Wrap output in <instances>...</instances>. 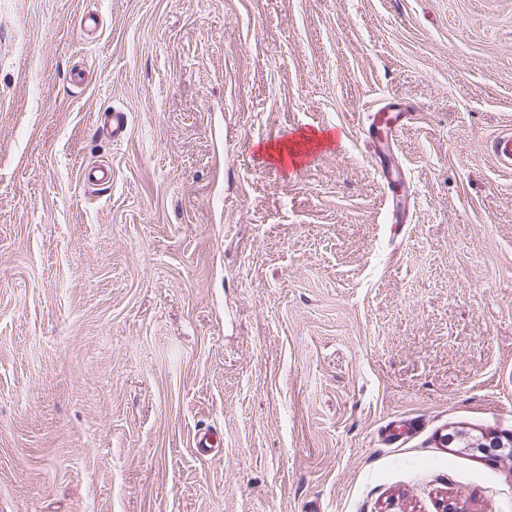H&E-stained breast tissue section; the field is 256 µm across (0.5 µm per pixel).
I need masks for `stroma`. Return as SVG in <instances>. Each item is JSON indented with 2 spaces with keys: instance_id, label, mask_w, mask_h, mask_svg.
<instances>
[{
  "instance_id": "stroma-1",
  "label": "stroma",
  "mask_w": 512,
  "mask_h": 512,
  "mask_svg": "<svg viewBox=\"0 0 512 512\" xmlns=\"http://www.w3.org/2000/svg\"><path fill=\"white\" fill-rule=\"evenodd\" d=\"M509 128L512 0H0V512H512ZM412 119V112H407L395 101H387L374 115L368 127L369 138L372 140L375 152L380 151V143L394 142L399 133Z\"/></svg>"
}]
</instances>
